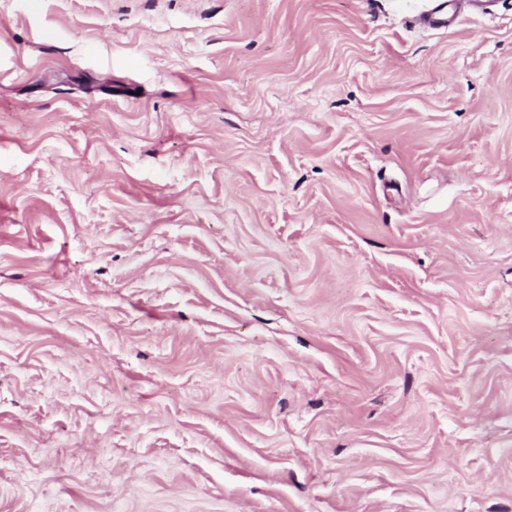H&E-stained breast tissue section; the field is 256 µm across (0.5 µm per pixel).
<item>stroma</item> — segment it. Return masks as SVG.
<instances>
[{"label": "stroma", "instance_id": "obj_1", "mask_svg": "<svg viewBox=\"0 0 512 512\" xmlns=\"http://www.w3.org/2000/svg\"><path fill=\"white\" fill-rule=\"evenodd\" d=\"M0 0V512H512V0Z\"/></svg>", "mask_w": 512, "mask_h": 512}]
</instances>
